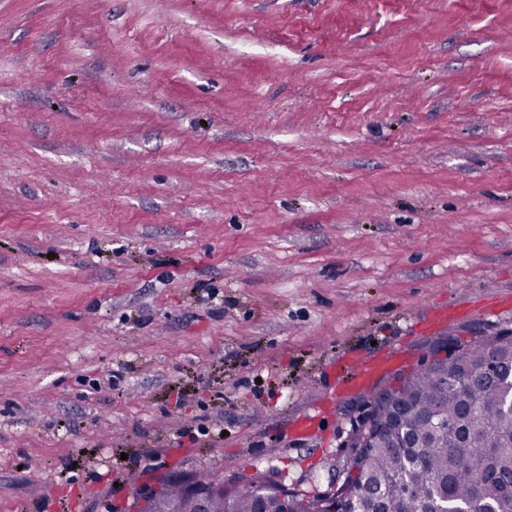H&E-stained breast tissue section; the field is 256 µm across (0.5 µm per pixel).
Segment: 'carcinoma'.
Returning a JSON list of instances; mask_svg holds the SVG:
<instances>
[{"mask_svg": "<svg viewBox=\"0 0 512 512\" xmlns=\"http://www.w3.org/2000/svg\"><path fill=\"white\" fill-rule=\"evenodd\" d=\"M512 375V332L485 336L462 354L448 352L384 391L372 428L353 429L358 459L336 499V512H433L438 504L472 512H504L512 484V413L501 410L499 379ZM321 496L270 486L259 498L256 481L227 500L211 497V512H318ZM195 497L172 484L147 512H196Z\"/></svg>", "mask_w": 512, "mask_h": 512, "instance_id": "carcinoma-1", "label": "carcinoma"}]
</instances>
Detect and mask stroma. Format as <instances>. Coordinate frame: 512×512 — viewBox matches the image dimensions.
<instances>
[{
    "instance_id": "35a3bbf8",
    "label": "stroma",
    "mask_w": 512,
    "mask_h": 512,
    "mask_svg": "<svg viewBox=\"0 0 512 512\" xmlns=\"http://www.w3.org/2000/svg\"><path fill=\"white\" fill-rule=\"evenodd\" d=\"M506 330L512 0H0V512L325 493L360 360ZM162 491V489H155L154 492L143 498H136L135 509H145L148 500L161 492L150 500L147 512H196L195 497L186 490L181 482L179 485L171 484L169 488Z\"/></svg>"
}]
</instances>
